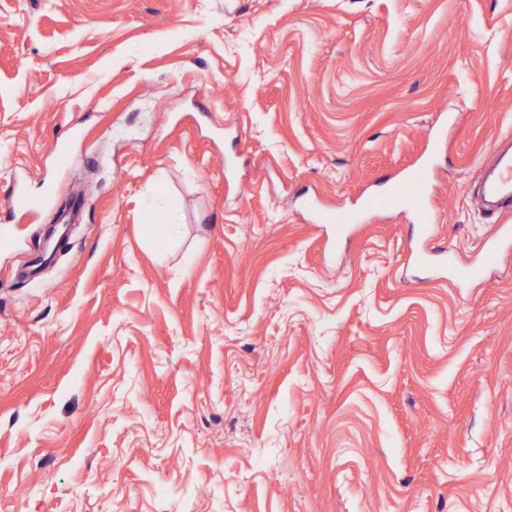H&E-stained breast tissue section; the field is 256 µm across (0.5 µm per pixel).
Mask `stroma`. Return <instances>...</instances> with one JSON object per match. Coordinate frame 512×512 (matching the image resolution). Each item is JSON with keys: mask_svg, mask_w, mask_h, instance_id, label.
I'll list each match as a JSON object with an SVG mask.
<instances>
[{"mask_svg": "<svg viewBox=\"0 0 512 512\" xmlns=\"http://www.w3.org/2000/svg\"><path fill=\"white\" fill-rule=\"evenodd\" d=\"M510 137L512 0H0V512H512ZM367 207L370 210L408 209L418 222L420 236L427 234L431 224L436 222V214L428 202V175L417 169L397 181L392 192L371 198ZM512 245V225L496 224L495 229L483 247L482 262L485 266L496 263L503 251Z\"/></svg>", "mask_w": 512, "mask_h": 512, "instance_id": "35a3bbf8", "label": "stroma"}]
</instances>
